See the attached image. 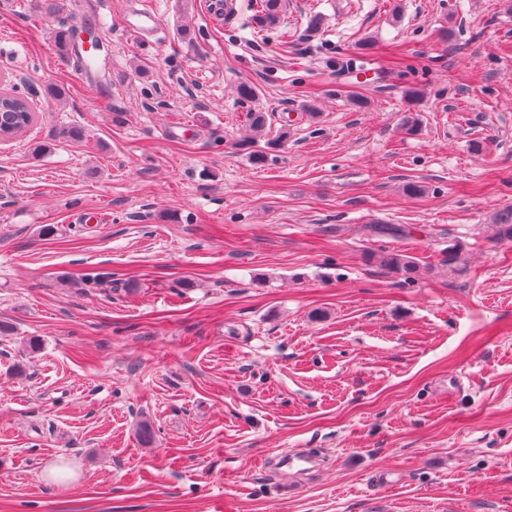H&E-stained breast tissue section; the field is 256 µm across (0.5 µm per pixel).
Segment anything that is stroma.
I'll return each mask as SVG.
<instances>
[{"mask_svg":"<svg viewBox=\"0 0 512 512\" xmlns=\"http://www.w3.org/2000/svg\"><path fill=\"white\" fill-rule=\"evenodd\" d=\"M62 2L0 0V512H512V0ZM286 0H261L258 4L257 13L254 16V22L256 28L259 31L264 30L275 24L279 18L281 12L286 8ZM3 99L5 101L2 106V112L0 104V127L2 122L8 124L15 120L17 122L21 121L17 126L6 130H0L1 136L5 140H9L23 133L32 126L35 116L32 112L30 101L26 96L20 93H4ZM25 112H32L26 122L21 120L22 114ZM380 265L400 274L406 280L415 279L420 269V266L412 256L403 253H390L382 256Z\"/></svg>","mask_w":512,"mask_h":512,"instance_id":"1","label":"stroma"}]
</instances>
